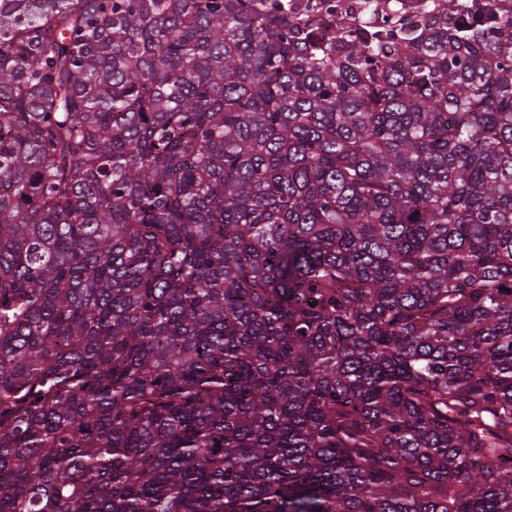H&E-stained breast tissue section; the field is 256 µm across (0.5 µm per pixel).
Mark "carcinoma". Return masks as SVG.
Listing matches in <instances>:
<instances>
[{
  "instance_id": "1",
  "label": "carcinoma",
  "mask_w": 512,
  "mask_h": 512,
  "mask_svg": "<svg viewBox=\"0 0 512 512\" xmlns=\"http://www.w3.org/2000/svg\"><path fill=\"white\" fill-rule=\"evenodd\" d=\"M0 0V512H512V0Z\"/></svg>"
}]
</instances>
